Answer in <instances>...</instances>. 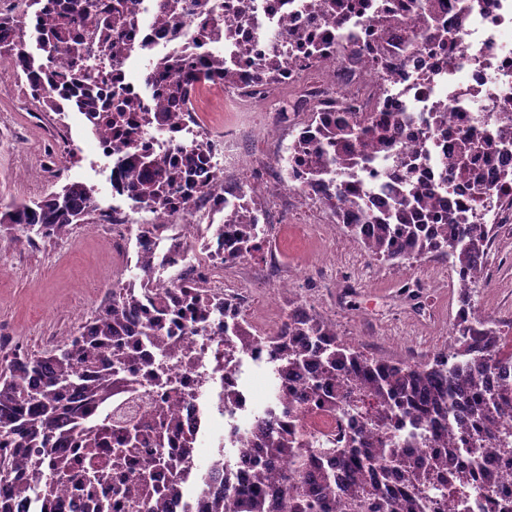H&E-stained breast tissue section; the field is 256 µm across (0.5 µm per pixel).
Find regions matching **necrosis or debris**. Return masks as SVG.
I'll return each mask as SVG.
<instances>
[{"label":"necrosis or debris","instance_id":"4bbe7bcc","mask_svg":"<svg viewBox=\"0 0 512 512\" xmlns=\"http://www.w3.org/2000/svg\"><path fill=\"white\" fill-rule=\"evenodd\" d=\"M408 0H204L190 11L177 34L170 36L155 22L154 0H137L138 23L133 38L147 54L142 69L175 51H197L202 17L221 10L241 22L224 54L238 74L235 88L216 81L198 86L192 117L163 128L140 124L139 135L157 158L185 152L201 154L209 187L191 193L175 210L165 212L151 236L153 272L149 285L159 292L182 285L184 273L202 279L212 293L230 294L232 283L224 249L197 244L203 220L248 204L258 223H267L271 184L255 177L267 165L262 152L241 159L239 172L224 179V161L234 154L246 132L239 127L203 121L209 112H232L250 100L271 99L289 92L288 126L303 136L317 124H344L366 115L372 124L394 126L389 145L370 140L367 163L349 181L357 188V208H342L343 224L362 223L370 212H394L399 187L410 183L423 195L434 223L493 224L512 229V0H426L425 21L415 24ZM335 27L320 25L323 14ZM319 45L307 58L308 42ZM278 50L280 71L273 80L258 78L257 63ZM463 158L464 168L449 162ZM194 310L182 303L181 316L166 339L170 350L160 357L153 343L141 346V372L163 360L164 375L179 383L178 399L162 400L160 389L145 387L119 393L104 405L123 423H134L156 408L167 420L161 449L143 448L132 461L115 465L114 437H104L99 463H113L112 482L119 486L120 508L141 484L160 489L166 512H185L198 495L204 471V447L227 448L224 469L229 489L246 487L253 451L235 447L233 430L257 419L252 401L261 384L243 378L240 358L224 359V323L213 320L200 333ZM238 394L224 405L225 382ZM295 431L314 443L343 444L352 433L353 416L322 405H299ZM163 455L164 465L144 469V461ZM11 512H94L73 484L56 487L49 501L10 503Z\"/></svg>","mask_w":512,"mask_h":512}]
</instances>
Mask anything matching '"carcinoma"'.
<instances>
[{"label": "carcinoma", "mask_w": 512, "mask_h": 512, "mask_svg": "<svg viewBox=\"0 0 512 512\" xmlns=\"http://www.w3.org/2000/svg\"><path fill=\"white\" fill-rule=\"evenodd\" d=\"M188 0H158L156 22L161 29L177 33ZM137 15L128 0H49L37 9L30 22L0 15V60L7 58L27 82L30 94L46 111L81 114L93 132L116 128L124 134V157L120 166L128 176L129 198L152 210L173 207L172 197L189 193L207 183L202 161L194 153L160 160L142 145L136 124L129 117L165 125L189 113L187 104L197 86L215 78L231 80L234 72L224 67V56L172 55L161 59L145 76L152 88L161 84L163 99L150 106L151 97H124L112 93V74L92 69L89 58L102 56L117 61L139 51L129 39ZM236 20L209 15L201 25L200 43L224 41V27ZM371 136L359 123L325 126L316 135L301 138L293 147L303 157L313 178H329L332 190L322 205L337 209L355 205L354 187L330 176L329 165L346 173L363 164L355 143ZM92 191L82 182L64 184L30 204L0 206V228L35 232L43 238L63 235L69 225L90 214ZM423 199L416 188L402 194L396 214L373 213L365 224H344V232L357 240L365 253L379 262L440 252L456 267L469 268L475 277L495 233L487 224H454L437 230L432 224H415ZM266 232L260 230L249 207L242 205L217 225L212 237L231 243L224 256L234 260L263 249ZM146 290L129 285L112 292L105 305L65 346L45 356H13L0 369V498L20 500L34 492L31 482L17 473L34 462L10 450L20 448H83L86 466L79 471L60 457L42 476L46 491L68 481L93 490L108 483L107 470L94 464V450L111 423L94 414L95 408L117 390L136 389L137 356L131 350L132 318L142 324L141 335L152 336L158 346L173 314L181 290L158 295L145 304ZM195 300L194 322L201 327L225 312L226 305L200 291ZM460 311L453 325L451 351H440L419 365L406 360L370 357L343 341L334 324L302 306L288 310L280 331L266 344L275 365L279 405L269 409L290 419L293 407L283 395L286 376L306 372L308 381L295 400L317 401L331 408L351 409L360 417L356 435L344 448H314L292 431L260 419L253 427L235 432L243 448L259 452L249 491L230 492L216 485L224 460L214 458L201 478V512H329L339 498L352 502L359 512H438L437 496L457 498L459 512H466L470 493H495L512 512V490H498L496 474L484 461V449L497 448L501 459L512 465V421L502 408L512 405V387L492 389L483 383L499 355L498 331L480 319L471 305L470 290L460 293ZM224 335L234 337L224 354L247 351L256 343L241 319L224 323ZM455 414L458 444L453 449L439 439V421ZM415 428L433 431L427 450L414 457L398 443L404 421ZM144 433L138 426L117 435L124 448L141 445ZM465 455L456 469L448 459ZM294 461L298 469L283 476L275 471L282 460Z\"/></svg>", "instance_id": "carcinoma-1"}]
</instances>
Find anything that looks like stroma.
<instances>
[{
  "instance_id": "35a3bbf8",
  "label": "stroma",
  "mask_w": 512,
  "mask_h": 512,
  "mask_svg": "<svg viewBox=\"0 0 512 512\" xmlns=\"http://www.w3.org/2000/svg\"><path fill=\"white\" fill-rule=\"evenodd\" d=\"M23 78L9 63L0 64V203H21L58 191L66 181L84 182L95 197L108 198L105 181L90 169L93 142L79 114L58 117L39 110L24 95ZM77 146L69 164L32 184L33 166L48 165L62 145ZM321 223L308 224L295 242L280 245L276 270L257 276L269 263L266 253L245 258L236 275L257 316L288 304L305 307L335 324L344 340L369 355L398 360L418 352L420 362L448 337V322L458 308V292L434 287L431 264L447 265L443 255L398 264L371 259L343 231L332 230L333 215L322 210ZM14 232L0 229V361L19 352L31 356L63 347L79 327L112 298V288L132 272L113 264L112 251L86 225H71L58 238H37L18 246ZM485 284L473 289L472 304L484 319L512 316V240H497L489 253ZM293 293L277 292L279 280Z\"/></svg>"
}]
</instances>
